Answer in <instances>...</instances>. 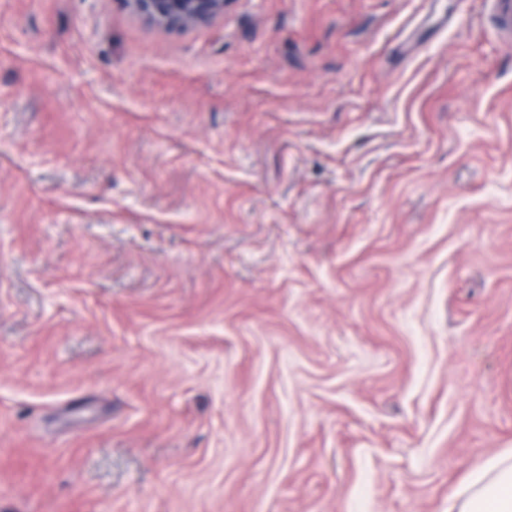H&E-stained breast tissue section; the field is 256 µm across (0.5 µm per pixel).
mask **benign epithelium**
<instances>
[{
	"mask_svg": "<svg viewBox=\"0 0 512 512\" xmlns=\"http://www.w3.org/2000/svg\"><path fill=\"white\" fill-rule=\"evenodd\" d=\"M130 11L159 27H191L224 14L227 0H125Z\"/></svg>",
	"mask_w": 512,
	"mask_h": 512,
	"instance_id": "obj_1",
	"label": "benign epithelium"
}]
</instances>
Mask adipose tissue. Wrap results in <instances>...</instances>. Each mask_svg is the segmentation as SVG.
<instances>
[{"instance_id": "adipose-tissue-1", "label": "adipose tissue", "mask_w": 512, "mask_h": 512, "mask_svg": "<svg viewBox=\"0 0 512 512\" xmlns=\"http://www.w3.org/2000/svg\"><path fill=\"white\" fill-rule=\"evenodd\" d=\"M448 512H512V452L478 463L450 495Z\"/></svg>"}]
</instances>
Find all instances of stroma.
Masks as SVG:
<instances>
[{"mask_svg": "<svg viewBox=\"0 0 512 512\" xmlns=\"http://www.w3.org/2000/svg\"><path fill=\"white\" fill-rule=\"evenodd\" d=\"M510 449L481 0H0V512H448ZM130 11L159 27H191L224 14L227 0H124Z\"/></svg>", "mask_w": 512, "mask_h": 512, "instance_id": "obj_1", "label": "stroma"}]
</instances>
